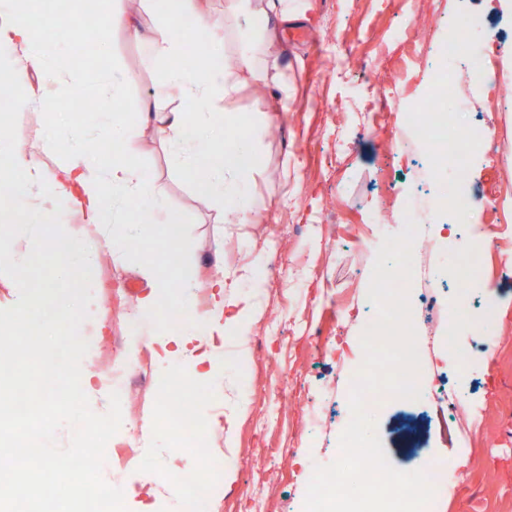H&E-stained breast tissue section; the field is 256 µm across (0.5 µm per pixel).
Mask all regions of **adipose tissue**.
I'll use <instances>...</instances> for the list:
<instances>
[{"label":"adipose tissue","mask_w":512,"mask_h":512,"mask_svg":"<svg viewBox=\"0 0 512 512\" xmlns=\"http://www.w3.org/2000/svg\"><path fill=\"white\" fill-rule=\"evenodd\" d=\"M12 18L0 24V44L20 48L12 63L7 82L24 87L30 74H48L62 44L73 32L59 28L55 16L31 11L30 0H14ZM159 22L142 37L163 62L161 83L177 88L183 99L178 111L144 113L145 122L154 125L160 137L174 148L171 163L186 171L196 186L221 205V218L227 224L249 223L254 200L244 190L246 164L255 160L252 148H241L239 140L227 137L228 130L244 126L246 120L232 109L235 99L247 85L262 87L272 81L268 67L255 65L252 56L225 66L222 44L224 22L213 17L203 0H155ZM191 30H184V22ZM52 30L36 51H29L34 28ZM97 115L103 123L100 136L87 138L78 131H51L42 147L25 146L0 139V199L4 197L51 198L66 195L85 223L97 227L116 261H123L136 240L135 226L120 225L112 205L122 201L134 205L139 222L151 224L163 210L166 188L163 183L144 180L131 158L138 151L136 133L124 112L120 88L97 101ZM191 155H184V148ZM62 153L64 162L48 171L41 152ZM187 234L178 217L167 225L168 252L165 262L147 258L135 268L147 293L139 304V315L157 318L163 312L178 313V331L151 339V346L163 353V370L181 362L197 369L183 388L185 398H193L202 379L212 377L224 353L217 337L239 330L248 314L239 300L226 295L224 266L216 264L210 283L213 307L207 316L194 310L187 295H174V274L188 276L192 256L182 253L180 242Z\"/></svg>","instance_id":"adipose-tissue-1"}]
</instances>
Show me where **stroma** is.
Here are the masks:
<instances>
[{
	"label": "stroma",
	"instance_id": "1",
	"mask_svg": "<svg viewBox=\"0 0 512 512\" xmlns=\"http://www.w3.org/2000/svg\"><path fill=\"white\" fill-rule=\"evenodd\" d=\"M128 0H44L46 12L66 15L73 28L93 26L99 11ZM296 22L278 29L281 52L275 61L279 80L259 92H245L234 111L254 117L243 135L255 144L260 165L245 182L247 194L261 207L251 224L219 222L212 201L170 162L172 148L143 123L145 105L180 109L178 94L158 98L163 70L149 45L128 33L116 34L108 49L74 40L62 47L58 65L68 75L63 84L43 86L31 76L37 100L11 111L6 128L12 140L37 142L51 116L71 112L76 99H96L120 85L128 120L138 128L135 162L145 179L166 187V208L186 224L184 249L198 261V279L190 294L198 313L210 307L205 283L216 259L235 278L230 290L251 305L240 332L224 336V369L206 381L193 403L203 442L195 451L170 424L178 414L174 391L148 342L176 320L145 322L137 313L144 291L135 274L146 257L164 259L167 226L142 225L124 263H115L103 241L83 231L71 209L62 225L84 236L96 254L92 267L89 317L80 335L89 350L81 371L96 414L109 410L110 366L145 374L121 402L116 434L133 459L122 468L105 464L104 479L124 493L127 512H139L148 500L151 512H183L188 489L183 475L213 462L229 468L232 482L217 481L200 512H298L315 466L331 464L347 425L339 410L348 405L350 376L363 361L360 316L371 310L367 298L377 244L368 242L367 213L383 212L384 233L401 231L408 199L421 196L424 207L450 212L446 177L422 168L427 151L424 132L412 131L414 106L433 98V75L425 67L438 43L447 41L461 14L482 15L483 37L493 56L481 69L456 65L461 94L468 100L465 122L495 134L497 149L474 146L468 189L478 198L479 218L469 235L487 238L491 225L503 228L500 239L481 254L482 272L469 292L493 302L498 316L491 330L470 325L449 327L460 298L449 291L454 278L448 254L454 242L438 225L413 245L414 273L409 291L414 306L431 303L442 320L416 330L420 357L438 353V341L454 333L460 347L480 349L491 341L494 355L476 360L469 373L431 365L421 388L441 387L461 400L457 419L440 415L427 399L376 406L378 434L392 465L417 468L424 452L448 466H463L467 482L439 489L437 512H512V110L492 107V100L512 85V14L493 9L490 0H286ZM229 0H207L208 11L225 19L224 56L237 59L252 45V28L227 12ZM387 100L383 114L369 119L366 99ZM350 145L335 163L337 138ZM273 256L279 269L271 280L240 277L241 268L258 266ZM349 355L337 361L333 350ZM148 370H141V359ZM293 447L298 465L281 448ZM155 487L143 497V485Z\"/></svg>",
	"mask_w": 512,
	"mask_h": 512
}]
</instances>
